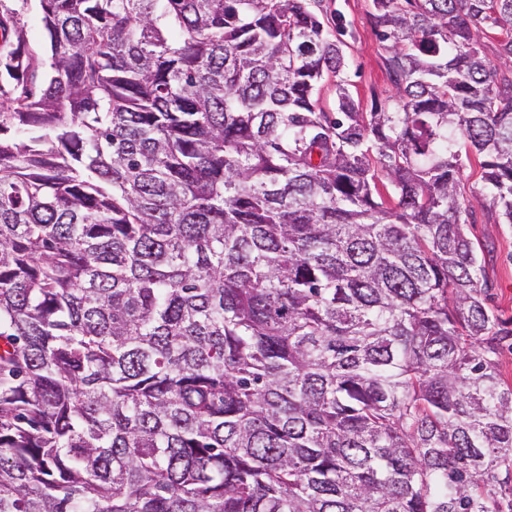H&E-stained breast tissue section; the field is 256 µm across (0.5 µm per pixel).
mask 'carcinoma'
Segmentation results:
<instances>
[{"mask_svg":"<svg viewBox=\"0 0 512 512\" xmlns=\"http://www.w3.org/2000/svg\"><path fill=\"white\" fill-rule=\"evenodd\" d=\"M322 2L0 4V512H512V0H372L371 112ZM460 153L463 161L462 190L469 196L482 194L484 192V181L481 177L482 169L479 158L473 155L470 150L466 151L464 145L461 146ZM467 229L471 239L485 247L489 306L504 317L512 316V227L495 223L488 199L485 207L475 205L468 216Z\"/></svg>","mask_w":512,"mask_h":512,"instance_id":"obj_1","label":"carcinoma"}]
</instances>
